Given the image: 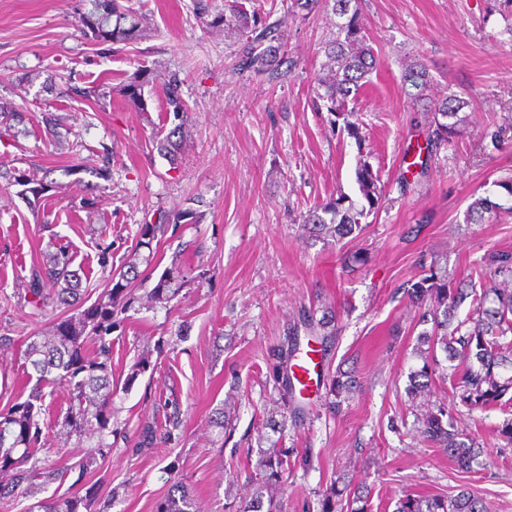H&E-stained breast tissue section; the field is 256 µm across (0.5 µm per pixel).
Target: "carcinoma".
Wrapping results in <instances>:
<instances>
[{"label": "carcinoma", "instance_id": "carcinoma-1", "mask_svg": "<svg viewBox=\"0 0 512 512\" xmlns=\"http://www.w3.org/2000/svg\"><path fill=\"white\" fill-rule=\"evenodd\" d=\"M91 8L80 15L79 27L83 35L102 44L121 43L137 39L141 22L133 8L124 0H90ZM332 10L339 22L336 37L322 46L325 62L315 76L321 92L318 100L327 111L343 118L344 128L355 140H361L359 125L349 120L352 111L346 106L356 96L369 74L377 68V57L369 44L366 24L358 7V0H334ZM207 25L212 29L237 36L234 70L264 76L273 81L281 75V66L288 55L287 41L280 27L265 24L258 10H248L236 0L229 12L215 15ZM156 80L151 69L137 70L124 85L123 93L128 102L146 110L144 86ZM183 80L179 74L167 75L162 83L165 111L174 117H186L188 105L181 95ZM432 76L428 66L413 58L405 63L402 71V91L416 110L429 113L431 142L436 147L448 143L465 123V113L472 111L470 100L450 94L434 97L430 94ZM181 125L174 126L166 136L156 142V147L170 159H176ZM356 183L366 204L358 207L354 202L343 205L347 196L340 195L308 210L302 216L306 232L316 238L331 237L338 241L362 230L363 220L379 208L384 190L366 160H359L355 171ZM23 187L36 199L45 191L43 184L31 185L22 171L8 175V184ZM503 210L501 205L488 197L475 199L466 212L469 224L490 222V218ZM72 256L58 249L46 256L40 270L30 281L29 291L41 299L43 288L50 287L48 296L59 307L82 305V276L72 268ZM486 274L494 282L492 306H486L487 295L472 294L464 288L452 287L448 279L432 271L412 284L410 299L416 307H426L425 316H432V332L418 337V345L428 347V355L420 369L409 376L407 393L415 398L426 393L435 375L439 361L436 349L456 359H468L471 364L453 372L451 387L457 404L470 410L499 409L511 417L503 420L496 430L501 440L512 445V376L502 371L512 367V254H497L489 260ZM142 276L136 263L128 262L112 275L109 289L98 300L73 316L60 318L53 323L52 334L34 339L27 344L25 362L36 373L34 391L23 401L14 403L7 412H0V474H11L10 481L0 482V497H14L26 493L24 482L32 471L25 465L33 456L32 443L41 433V415L45 413L46 388L63 386L69 392L70 406L62 427L66 436L94 439L95 449L107 447L106 434L112 422V371L111 358L112 319L121 307H126L127 289ZM191 279L183 273L179 261L163 271L150 291L156 303H167ZM472 299L473 310L469 318L454 322L457 309ZM304 326L310 335L320 336L321 341L336 335L335 316L324 315L314 319V314L304 312L298 321L289 325L284 341L269 364V378L279 394L283 406L282 422L296 418V394L303 393L305 385L297 386L296 373H288V365L299 350L298 326ZM329 397L328 410L341 408L356 389L352 373L338 370L329 376L325 385ZM421 433L448 454L460 469H470L477 463L483 449L476 441L459 439L451 412L443 404L427 407L417 417ZM289 459L286 448H267L260 452L257 462L256 489L248 500H233L225 504L227 512H283L280 497L284 474ZM370 494L364 486H351L345 479L332 483L318 494L319 512H367ZM91 507L90 499L77 493L52 495L36 505L38 512H80ZM158 512H195L189 492L175 484L167 498L158 506ZM396 512H491L490 505L468 488L450 497L404 495L397 503Z\"/></svg>", "mask_w": 512, "mask_h": 512}]
</instances>
